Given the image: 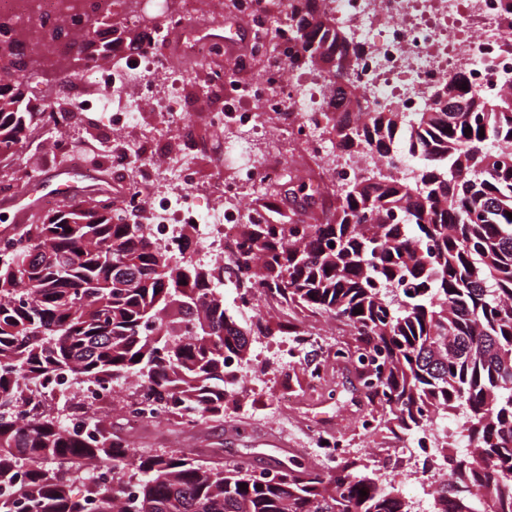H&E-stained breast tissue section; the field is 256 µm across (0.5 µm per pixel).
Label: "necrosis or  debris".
I'll return each mask as SVG.
<instances>
[{
	"label": "necrosis or debris",
	"instance_id": "obj_1",
	"mask_svg": "<svg viewBox=\"0 0 512 512\" xmlns=\"http://www.w3.org/2000/svg\"><path fill=\"white\" fill-rule=\"evenodd\" d=\"M336 26L347 29L361 54L351 74L370 108L397 107L417 112L428 103L430 90L455 75H465L472 87L499 94L512 89V0H325ZM65 0H0V17L19 23L31 41L43 27L58 24ZM234 14L252 25L253 63L225 62L216 44L199 41L192 49L200 72L178 75L177 84L205 95L225 87L220 107L198 113L180 110L174 93L161 91L169 75L162 46L169 31L202 25L201 0H185L173 10L170 0H153L156 45L121 60L120 64L88 70L91 84L101 88L95 101L83 92L67 93V106L45 96L49 117L43 129L53 151L71 152L60 127L69 113L92 110L112 121L113 143L103 152L113 170L129 184L122 202L126 209L150 214L149 236L174 245L185 225H194L200 245L196 262L223 260L238 239V226L256 217L248 203L251 193L278 182L281 163L259 161L253 155L254 137L276 132L299 143L312 158L322 160L327 183L338 186L356 177L366 164L351 157L322 132L321 85L304 83L290 60L299 50L291 38L294 25L288 0L270 7L267 0H235ZM166 115L165 135L186 124L203 127L219 145L224 158L239 160L234 179L216 178L207 189L219 205L205 223L195 207L200 189L189 158L158 163L150 159L151 133L138 130L137 118L146 111Z\"/></svg>",
	"mask_w": 512,
	"mask_h": 512
}]
</instances>
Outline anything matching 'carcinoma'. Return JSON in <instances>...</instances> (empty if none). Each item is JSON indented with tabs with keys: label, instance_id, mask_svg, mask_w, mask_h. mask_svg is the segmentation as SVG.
<instances>
[{
	"label": "carcinoma",
	"instance_id": "carcinoma-1",
	"mask_svg": "<svg viewBox=\"0 0 512 512\" xmlns=\"http://www.w3.org/2000/svg\"><path fill=\"white\" fill-rule=\"evenodd\" d=\"M111 2L100 0L93 31L64 44L53 28L32 46L0 18V151H20L46 119L27 110L24 88L47 55L63 47L54 83L112 61L89 52ZM316 2L288 0L301 46L291 66L322 65L327 132L351 155L422 164L412 176L364 169L336 188L321 224L279 217L286 197L267 205L271 220L241 225L236 287L350 328L337 355L366 388L364 433L413 436L423 449L435 438L447 477L431 483L432 512H512V94L464 90L457 75L433 89L443 106L354 110L361 48ZM15 241L0 256V512H412L396 480L354 460L332 472L226 465L112 433L57 393L62 378L107 389L131 380L183 429L224 415L252 333L224 310L225 266L187 258L183 236L173 249L153 242L104 192L48 211ZM119 277L126 287H112ZM458 411L473 448L463 456L434 428ZM70 416L87 429L68 427ZM100 469L115 484L91 477Z\"/></svg>",
	"mask_w": 512,
	"mask_h": 512
}]
</instances>
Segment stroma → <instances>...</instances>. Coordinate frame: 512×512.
Returning <instances> with one entry per match:
<instances>
[{
    "mask_svg": "<svg viewBox=\"0 0 512 512\" xmlns=\"http://www.w3.org/2000/svg\"><path fill=\"white\" fill-rule=\"evenodd\" d=\"M108 127L88 120L67 128L66 134L84 154V165L110 178L113 191H120L125 183L113 177L112 169L101 158L98 149L100 136L109 135ZM204 138L201 129L184 127L177 135L156 143L157 156L191 154L200 181H208L215 171L224 176L234 174L233 165L221 164L219 158L207 152H191L193 143ZM256 153L276 151L288 166L289 176L277 184L280 192L315 190L312 209L303 212L307 223L324 220L332 209V195L322 186V171L318 164L303 157L294 143L281 141L269 148L266 141H258ZM69 157L50 150L41 131H32L15 160L0 164V237L16 235L25 230V223L15 221L8 206L11 192L30 186L43 175L70 165ZM306 329L321 333L320 344L301 350L297 356L287 351L288 340L282 334H262L253 337L250 353L244 361L241 389L235 402L229 403L219 418L205 420L193 432H180L170 423L127 424L120 413H112L109 421L114 433L125 435L137 446L156 452L180 450L186 453L218 449L224 463L243 458L260 466L274 467L296 460L303 465H323L321 450L309 432L311 424H318L321 434L340 436L350 443V456L359 463L370 464L376 474L402 473L400 489L405 500H420L423 508H431L432 498L424 494L407 469L422 465L423 456L411 453L412 444L381 433L366 438L360 418L370 405L366 399H353L352 386L356 382L353 366L335 360L331 349L351 343L350 331L343 322L304 311L299 315ZM324 366L325 384L311 387L305 376L308 365ZM252 425L264 444L258 445L237 434V427Z\"/></svg>",
    "mask_w": 512,
    "mask_h": 512,
    "instance_id": "obj_1",
    "label": "stroma"
}]
</instances>
